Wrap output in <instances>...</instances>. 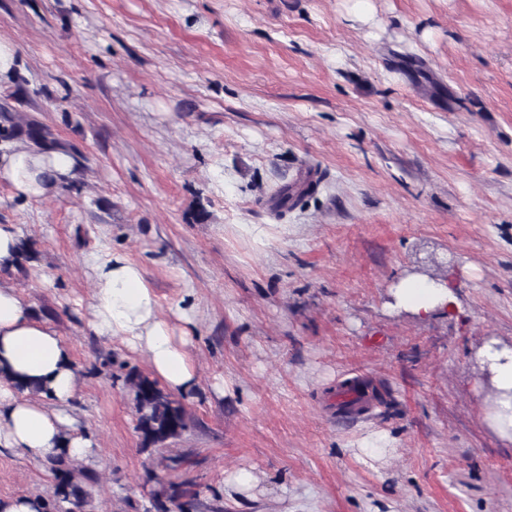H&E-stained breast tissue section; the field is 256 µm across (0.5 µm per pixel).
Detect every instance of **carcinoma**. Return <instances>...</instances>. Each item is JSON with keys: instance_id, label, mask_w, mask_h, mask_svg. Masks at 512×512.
Masks as SVG:
<instances>
[{"instance_id": "cac0c4a2", "label": "carcinoma", "mask_w": 512, "mask_h": 512, "mask_svg": "<svg viewBox=\"0 0 512 512\" xmlns=\"http://www.w3.org/2000/svg\"><path fill=\"white\" fill-rule=\"evenodd\" d=\"M1 141H8L24 134L38 147L47 146L43 129L34 124L22 128L7 112L0 113ZM313 187L310 180L300 184H285L277 187L270 197L275 209L286 208L307 194ZM137 414L135 430L143 447L156 446L177 439L189 428V421L182 404L160 384L147 376L130 372L127 375ZM47 464L55 475L57 484L52 498L45 501L44 512H81L86 500L74 464L63 455L48 457ZM158 488L150 498V506L144 512H183L193 503L196 493L189 481L157 480Z\"/></svg>"}]
</instances>
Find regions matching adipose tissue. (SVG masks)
<instances>
[{
    "label": "adipose tissue",
    "mask_w": 512,
    "mask_h": 512,
    "mask_svg": "<svg viewBox=\"0 0 512 512\" xmlns=\"http://www.w3.org/2000/svg\"><path fill=\"white\" fill-rule=\"evenodd\" d=\"M77 177L74 158L62 148L42 149L22 137L0 146V181L9 183L19 197L48 195ZM87 263L96 283L91 303L95 332L142 354L152 377L167 391L193 392L199 373L192 352L194 338L187 328L190 310L177 306L162 315L141 265L125 252L93 256ZM393 305L424 317L454 312L460 303L450 281L410 277L394 288ZM477 359L496 390L489 423L501 437L512 440V346L486 337ZM1 367L10 374L0 375V453L39 461L63 452L76 463L96 454V440L74 429L68 413L78 382L67 348L7 283H0ZM22 380L43 383L48 390L45 401L20 390Z\"/></svg>",
    "instance_id": "adipose-tissue-1"
}]
</instances>
